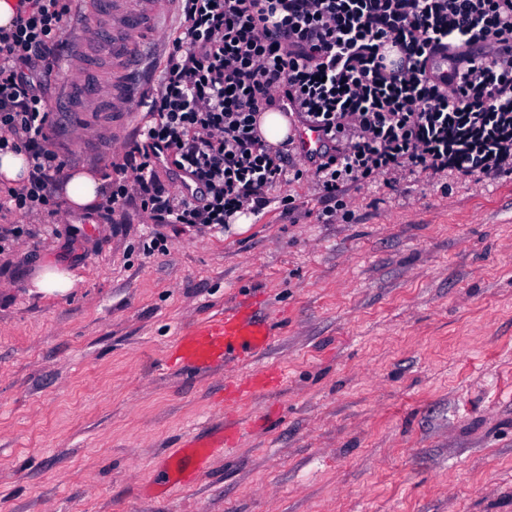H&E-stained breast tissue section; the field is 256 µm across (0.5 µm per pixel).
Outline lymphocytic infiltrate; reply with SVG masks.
<instances>
[{
  "instance_id": "1",
  "label": "lymphocytic infiltrate",
  "mask_w": 512,
  "mask_h": 512,
  "mask_svg": "<svg viewBox=\"0 0 512 512\" xmlns=\"http://www.w3.org/2000/svg\"><path fill=\"white\" fill-rule=\"evenodd\" d=\"M77 0H18L0 28V153L28 178L0 212L51 206L65 162L47 99ZM322 132L321 150L260 137L283 102ZM145 115L98 211L132 201L150 223L209 229L261 210L302 180L323 223L349 219V190L384 175L512 174V0H181Z\"/></svg>"
}]
</instances>
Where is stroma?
<instances>
[{"instance_id":"35a3bbf8","label":"stroma","mask_w":512,"mask_h":512,"mask_svg":"<svg viewBox=\"0 0 512 512\" xmlns=\"http://www.w3.org/2000/svg\"><path fill=\"white\" fill-rule=\"evenodd\" d=\"M58 103L68 169L108 173L141 112ZM347 203L321 223L294 183L250 224L168 229L154 255L132 202L24 218L0 243V512H512V174L379 180ZM47 265L74 288H34ZM239 302L277 323L265 354L198 375L169 360ZM252 371L280 379L229 399ZM234 420L230 454L165 488L164 458Z\"/></svg>"}]
</instances>
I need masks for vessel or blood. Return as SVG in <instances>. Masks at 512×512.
Returning <instances> with one entry per match:
<instances>
[{"label": "vessel or blood", "instance_id": "1", "mask_svg": "<svg viewBox=\"0 0 512 512\" xmlns=\"http://www.w3.org/2000/svg\"><path fill=\"white\" fill-rule=\"evenodd\" d=\"M96 20L74 28L67 41L71 54L98 60L109 69L108 78L87 90L79 105L83 112H128L148 92L152 81L151 44L159 39L162 21L175 0H95ZM297 151L307 155L322 144L320 132L292 124ZM277 337L274 324L255 311L239 306L200 322L180 336L173 355L183 367L208 371L225 363L249 361L269 349ZM231 435L215 432L207 438L186 439L166 465L167 480L188 485L213 453L232 447Z\"/></svg>", "mask_w": 512, "mask_h": 512}]
</instances>
